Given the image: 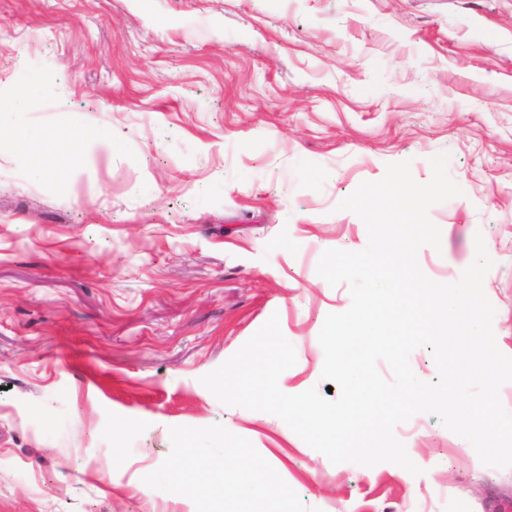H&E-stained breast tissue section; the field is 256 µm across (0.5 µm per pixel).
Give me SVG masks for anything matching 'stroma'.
I'll return each instance as SVG.
<instances>
[{"instance_id": "stroma-1", "label": "stroma", "mask_w": 512, "mask_h": 512, "mask_svg": "<svg viewBox=\"0 0 512 512\" xmlns=\"http://www.w3.org/2000/svg\"><path fill=\"white\" fill-rule=\"evenodd\" d=\"M28 89L0 124V512H216L238 451L270 489L260 512L512 503V467L434 415L394 429L407 480L331 463L200 382L275 314L297 357L280 389L326 394L318 335L351 296L317 265L368 244L338 205L391 163L428 182L441 154L462 193L430 208L441 246L419 266L456 282L483 236L512 356V0H0V107ZM73 128L112 152L15 144ZM200 434L225 458L172 498L157 476Z\"/></svg>"}]
</instances>
